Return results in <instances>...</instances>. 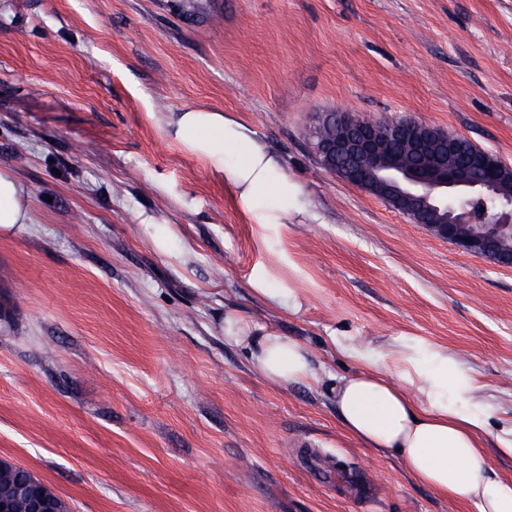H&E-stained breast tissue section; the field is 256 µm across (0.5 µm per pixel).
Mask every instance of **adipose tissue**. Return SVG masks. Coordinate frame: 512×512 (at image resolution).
<instances>
[{
  "label": "adipose tissue",
  "instance_id": "adipose-tissue-1",
  "mask_svg": "<svg viewBox=\"0 0 512 512\" xmlns=\"http://www.w3.org/2000/svg\"><path fill=\"white\" fill-rule=\"evenodd\" d=\"M166 126L176 139L223 171L246 212L260 214L295 192L280 159L240 119L217 111L172 112ZM23 188L0 172V230L25 224ZM227 341L250 347L254 366L275 383H306L317 370L305 348L272 331L254 333L234 317L224 321ZM346 353L360 371L336 379L340 425L365 446L397 455L409 474L472 512H512V479L495 473L483 446L487 412L473 376L448 350L427 356L359 348Z\"/></svg>",
  "mask_w": 512,
  "mask_h": 512
}]
</instances>
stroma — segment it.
Listing matches in <instances>:
<instances>
[{
  "label": "stroma",
  "instance_id": "obj_1",
  "mask_svg": "<svg viewBox=\"0 0 512 512\" xmlns=\"http://www.w3.org/2000/svg\"><path fill=\"white\" fill-rule=\"evenodd\" d=\"M229 112L297 192L278 223L165 127ZM411 118L512 166V0H0V458L70 512H471L339 425L343 347L445 348L512 479V267L459 250L325 170L323 113ZM280 295L270 303L266 291ZM233 314L323 364L279 385ZM28 198L24 189L7 173L0 172V230L27 224Z\"/></svg>",
  "mask_w": 512,
  "mask_h": 512
}]
</instances>
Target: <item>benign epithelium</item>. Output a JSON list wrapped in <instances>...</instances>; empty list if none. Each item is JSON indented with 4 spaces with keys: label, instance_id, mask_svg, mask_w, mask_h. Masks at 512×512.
<instances>
[{
    "label": "benign epithelium",
    "instance_id": "obj_1",
    "mask_svg": "<svg viewBox=\"0 0 512 512\" xmlns=\"http://www.w3.org/2000/svg\"><path fill=\"white\" fill-rule=\"evenodd\" d=\"M324 125L336 126V136L324 139L317 134ZM376 126L374 121L356 123L349 112L321 116L311 133L320 165L340 179L377 194L460 250L511 267L512 252L503 250L502 245L512 239V196L502 194L496 183L502 163L484 153L489 170L484 178L473 176L466 165L448 168L414 162L399 166L384 152ZM414 126L433 131V137L450 149L464 140L461 135L438 131L415 119L387 122L385 137L405 139L411 153L423 155L429 143L409 139V129ZM464 224L469 226L466 233L460 231ZM19 479L26 492L27 512L61 510L54 488L47 485L41 491L34 490L41 480L31 471L19 474Z\"/></svg>",
    "mask_w": 512,
    "mask_h": 512
}]
</instances>
